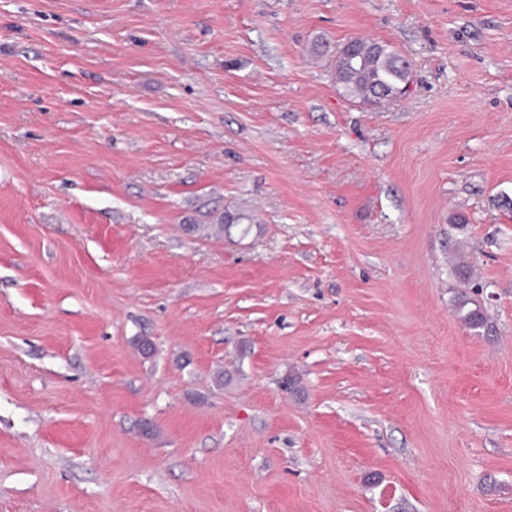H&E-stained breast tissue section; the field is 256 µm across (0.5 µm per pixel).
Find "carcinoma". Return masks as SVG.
<instances>
[{"label":"carcinoma","instance_id":"obj_1","mask_svg":"<svg viewBox=\"0 0 512 512\" xmlns=\"http://www.w3.org/2000/svg\"><path fill=\"white\" fill-rule=\"evenodd\" d=\"M334 73L345 97L373 104L403 92L410 81L411 63L388 43L356 38L336 54ZM457 308L470 329L483 326L484 315L476 300L465 295Z\"/></svg>","mask_w":512,"mask_h":512}]
</instances>
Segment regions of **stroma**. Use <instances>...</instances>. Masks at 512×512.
Segmentation results:
<instances>
[{"label":"stroma","mask_w":512,"mask_h":512,"mask_svg":"<svg viewBox=\"0 0 512 512\" xmlns=\"http://www.w3.org/2000/svg\"><path fill=\"white\" fill-rule=\"evenodd\" d=\"M0 512H512V0H0ZM334 73L345 97L373 104L403 92L411 63L384 41L355 38L336 54ZM469 305H473L474 308L466 309ZM457 308L462 320L470 329L477 330L483 326L484 315L480 304L475 299L465 295L457 302Z\"/></svg>","instance_id":"obj_1"}]
</instances>
